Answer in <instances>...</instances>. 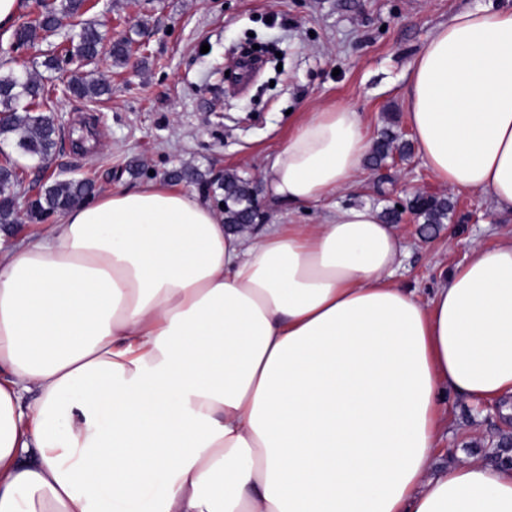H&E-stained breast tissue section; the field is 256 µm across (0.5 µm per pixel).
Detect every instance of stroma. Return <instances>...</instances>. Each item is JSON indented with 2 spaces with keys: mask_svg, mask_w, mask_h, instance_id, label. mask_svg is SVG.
I'll list each match as a JSON object with an SVG mask.
<instances>
[{
  "mask_svg": "<svg viewBox=\"0 0 512 512\" xmlns=\"http://www.w3.org/2000/svg\"><path fill=\"white\" fill-rule=\"evenodd\" d=\"M91 19L106 42L134 36L124 66L103 59L111 98L69 96L57 72H44L50 105L59 116L63 148L50 167L16 156L0 144V165L13 158L22 183L14 190L29 207L54 179L91 176L98 192L131 187L169 171L193 168L206 179L231 171L251 179L266 224H319L325 205L288 210L270 200L264 159L285 145L297 124L326 107L359 112L369 141L384 131L413 142L406 120L409 66L433 30L479 0H94ZM251 43L280 56L238 89L214 75L233 44ZM447 198L448 217L424 223L407 212L415 195ZM339 204L403 207L395 229L408 246L395 279L428 300L472 248L512 237V219L477 192L452 190L430 174L417 150L381 167L364 165ZM447 421L434 467L466 455L491 462L512 422L478 414L474 401L449 395Z\"/></svg>",
  "mask_w": 512,
  "mask_h": 512,
  "instance_id": "1",
  "label": "stroma"
}]
</instances>
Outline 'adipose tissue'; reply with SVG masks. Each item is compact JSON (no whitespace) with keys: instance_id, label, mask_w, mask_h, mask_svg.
Returning a JSON list of instances; mask_svg holds the SVG:
<instances>
[{"instance_id":"1","label":"adipose tissue","mask_w":512,"mask_h":512,"mask_svg":"<svg viewBox=\"0 0 512 512\" xmlns=\"http://www.w3.org/2000/svg\"><path fill=\"white\" fill-rule=\"evenodd\" d=\"M406 119L436 181L512 214V11L435 28ZM358 112L304 119L263 173L308 205L350 186ZM371 206L234 234L161 181L0 248V512H512V468L432 466L448 393L512 397V239L428 300Z\"/></svg>"}]
</instances>
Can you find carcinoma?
<instances>
[{"label": "carcinoma", "instance_id": "carcinoma-1", "mask_svg": "<svg viewBox=\"0 0 512 512\" xmlns=\"http://www.w3.org/2000/svg\"><path fill=\"white\" fill-rule=\"evenodd\" d=\"M92 7L89 0H56V4L45 9L39 16L20 24L14 32L15 48L33 47L60 35L63 23L69 31L62 36L65 46L61 52H49L42 66L51 71L62 72L63 65L77 59L90 64L97 56L104 41L99 23L84 18ZM133 38L116 41L111 46L114 64L122 66L130 57ZM70 95L77 99H97L112 92V84L103 74L94 69H79L66 81ZM48 90L39 74L28 67L0 72V139L12 142L20 156L40 163L49 160L56 152L60 124L54 111L47 107ZM408 145L398 141L390 132L383 133L376 142L370 163L381 166L394 155L404 156ZM175 181H195L206 189L212 182L205 180L194 170L181 168L170 173ZM20 183L17 166H0V224H16L18 218L14 208V194L10 188ZM220 187L224 189V223L254 224L260 215L254 204L255 187L234 172L224 173ZM95 192L91 178L54 180L41 187L31 203L30 219L44 217L64 210L90 198ZM412 212L425 224H441L448 217V199L431 195H418L409 202Z\"/></svg>", "mask_w": 512, "mask_h": 512}]
</instances>
